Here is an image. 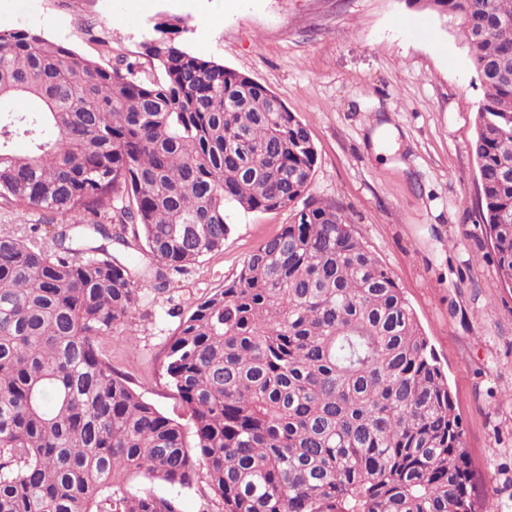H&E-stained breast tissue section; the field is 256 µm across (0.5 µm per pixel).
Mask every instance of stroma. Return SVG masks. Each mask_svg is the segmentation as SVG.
Segmentation results:
<instances>
[{
	"label": "stroma",
	"instance_id": "1",
	"mask_svg": "<svg viewBox=\"0 0 512 512\" xmlns=\"http://www.w3.org/2000/svg\"><path fill=\"white\" fill-rule=\"evenodd\" d=\"M180 48L269 88L318 152L308 195L348 208L448 375L482 497L512 512V293L479 222L471 145L484 96L458 23L406 0H0V28L29 27L101 65L134 57L154 25ZM291 214L227 210L223 248L166 285L141 278L105 351L144 400L179 418L164 345ZM60 217L0 209V234L52 246Z\"/></svg>",
	"mask_w": 512,
	"mask_h": 512
}]
</instances>
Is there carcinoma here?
I'll return each mask as SVG.
<instances>
[{"mask_svg":"<svg viewBox=\"0 0 512 512\" xmlns=\"http://www.w3.org/2000/svg\"><path fill=\"white\" fill-rule=\"evenodd\" d=\"M408 2L461 21L484 89L480 220L512 289V0ZM316 164L271 90L162 36L106 68L0 30V204L67 219L52 250L0 236V512H182L201 474L220 512H490L447 374L349 212L307 196ZM228 206L292 222L171 336L184 424L105 340L135 278L162 284L224 246ZM112 224L148 266L112 255ZM139 476L169 492L134 490Z\"/></svg>","mask_w":512,"mask_h":512,"instance_id":"cac0c4a2","label":"carcinoma"}]
</instances>
